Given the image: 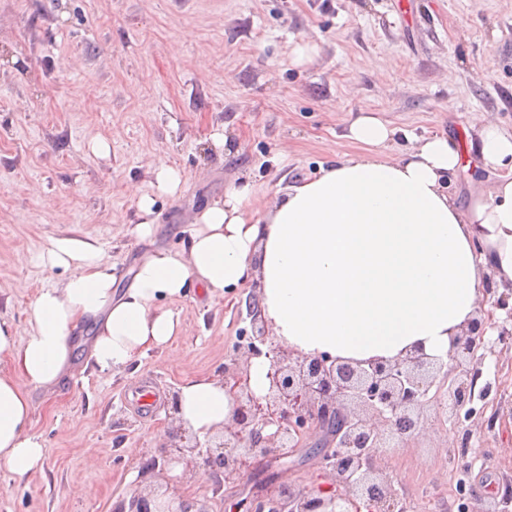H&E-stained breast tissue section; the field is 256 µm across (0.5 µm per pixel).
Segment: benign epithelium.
Segmentation results:
<instances>
[{"instance_id":"7a95c632","label":"benign epithelium","mask_w":512,"mask_h":512,"mask_svg":"<svg viewBox=\"0 0 512 512\" xmlns=\"http://www.w3.org/2000/svg\"><path fill=\"white\" fill-rule=\"evenodd\" d=\"M249 316L252 335L238 342L237 357L224 366V390L234 405L232 424L202 441L174 418L162 453L233 483L250 468L269 469L307 449L338 490L306 491L272 479L257 488L246 512H398L395 480L381 466V456L420 436L427 412L470 419L477 415L474 399L489 392L487 386L477 388L484 359L477 351L485 346L486 317L471 320L451 337L445 358L415 346L392 360L358 362L302 355L266 333L261 310L252 309ZM241 357L267 361L264 395H255ZM141 476L173 483L155 457ZM485 499L472 487L459 512H508L512 483L505 482L490 506L483 505ZM173 500L175 507L136 492L118 512H211L206 502L177 490Z\"/></svg>"}]
</instances>
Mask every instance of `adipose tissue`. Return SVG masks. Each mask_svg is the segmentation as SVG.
Here are the masks:
<instances>
[{"instance_id": "1", "label": "adipose tissue", "mask_w": 512, "mask_h": 512, "mask_svg": "<svg viewBox=\"0 0 512 512\" xmlns=\"http://www.w3.org/2000/svg\"><path fill=\"white\" fill-rule=\"evenodd\" d=\"M474 131L470 153L498 177L468 207L445 185L461 164L446 135L391 158L398 129L361 115L344 134L354 153L259 204L243 177L196 218L184 251L144 257L118 298L100 246L52 239L39 259L69 277L34 298L25 337L0 322V471L20 480L42 468L29 391L58 382L83 325L95 329L94 365L122 370L172 342L180 315L159 302L194 286L213 295L258 282L274 336L305 355L393 359L419 343L445 354L475 317L486 275L512 284V134L486 120ZM179 393L178 416L199 435L231 424L220 379L186 381Z\"/></svg>"}]
</instances>
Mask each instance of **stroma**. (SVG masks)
<instances>
[{
    "label": "stroma",
    "instance_id": "35a3bbf8",
    "mask_svg": "<svg viewBox=\"0 0 512 512\" xmlns=\"http://www.w3.org/2000/svg\"><path fill=\"white\" fill-rule=\"evenodd\" d=\"M302 41L316 53L301 67ZM362 112L404 129L397 152L437 133L462 143L480 113L511 134L512 0H0V320L25 331L38 292L65 279L38 261L51 239L96 242L124 291L142 257L181 249L241 176L260 199L352 152L343 134ZM223 131L233 154L214 144ZM163 164L182 173L175 195L156 190ZM447 185L464 206L492 178L467 155ZM136 187L155 199L147 239ZM258 297L253 282L163 301L181 314L178 336L113 374L78 348L57 386L32 392L44 467L0 472V512H117L148 490L139 469L160 453L172 393L221 376ZM494 320L482 365L493 427L473 424L459 462L448 418L382 458L408 512H456V469L489 494L512 474V351L497 342L512 320ZM140 385L158 396L148 415L125 399ZM176 481L212 512H233L257 483L244 474L216 497L190 472Z\"/></svg>",
    "mask_w": 512,
    "mask_h": 512
}]
</instances>
